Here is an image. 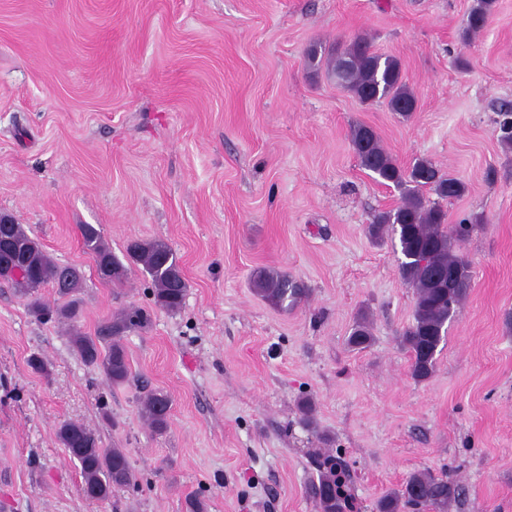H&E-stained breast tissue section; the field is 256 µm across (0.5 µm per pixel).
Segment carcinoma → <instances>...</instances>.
I'll return each instance as SVG.
<instances>
[{"mask_svg": "<svg viewBox=\"0 0 512 512\" xmlns=\"http://www.w3.org/2000/svg\"><path fill=\"white\" fill-rule=\"evenodd\" d=\"M493 4L494 0H474L462 31L463 40H470L484 28ZM306 56L311 68L325 67L327 74L360 102L385 101L392 111L405 118L415 112L416 97L401 80L399 62L373 51L368 41L356 40L337 53H326L322 46L312 44ZM351 143L360 165L378 181L396 187L401 193L400 205L379 213L369 232L375 239L387 232L398 236L402 255L400 276L414 291L413 322L404 330L402 342L411 353L413 378L427 380L434 373L437 349L448 323L455 317L470 286L469 267L457 251V242L474 232L477 225L462 221L448 230V214L439 204L441 200L461 196L465 186L457 178L441 173L427 159H416L408 168L401 166L370 126H353ZM426 190L437 199L426 198ZM79 231L82 248L92 256L100 282L123 283L128 267L104 242L100 230L82 224ZM125 257L142 266L149 276L156 307L169 312L182 308L188 284L168 243L160 239L132 240L126 246ZM14 261L23 267L25 276L11 280V284L26 298L33 317L40 321H71L76 317L83 288L81 272L57 263L24 225L0 221V267ZM250 283L262 300L285 310L294 307L305 294L304 286L288 274L268 268L254 270ZM47 285L57 295L52 304L40 296L41 288ZM150 324L149 309L129 306L99 324L92 336L73 331L70 342L86 364L102 368L110 382L120 384L129 374L122 340L127 333L146 330ZM348 342L358 350L370 347L372 333L367 316L356 320ZM170 410L171 400L162 391L151 392L142 400L143 416L157 433L167 430ZM57 436L78 462L83 490L88 497L104 501L113 489L136 484L126 453L120 448L101 447L99 437L83 425L67 422L60 426ZM319 471L311 492L321 512H345L350 507L344 490L345 469L335 456L325 453ZM459 494V485L449 476L418 471L400 487L383 495L377 510L403 512L411 508L418 512L427 508L432 512H447Z\"/></svg>", "mask_w": 512, "mask_h": 512, "instance_id": "cac0c4a2", "label": "carcinoma"}]
</instances>
